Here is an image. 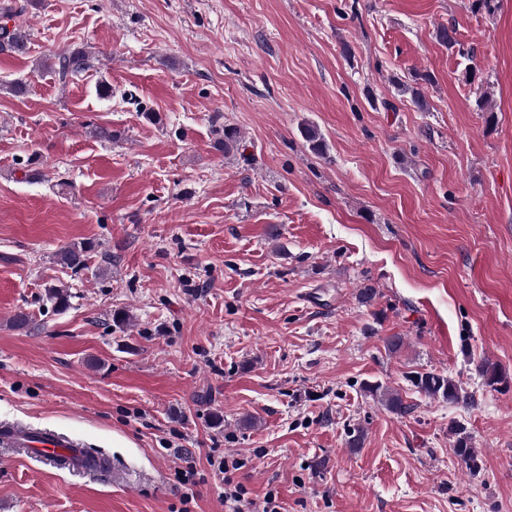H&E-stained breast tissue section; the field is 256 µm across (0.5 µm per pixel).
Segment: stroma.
Wrapping results in <instances>:
<instances>
[{
    "instance_id": "stroma-1",
    "label": "stroma",
    "mask_w": 512,
    "mask_h": 512,
    "mask_svg": "<svg viewBox=\"0 0 512 512\" xmlns=\"http://www.w3.org/2000/svg\"><path fill=\"white\" fill-rule=\"evenodd\" d=\"M7 6L29 52L0 54V422L79 439L112 472L0 447V512H225L209 461L227 452L283 512H512V0ZM75 48L90 66L61 78ZM80 243L83 269L58 262ZM423 372L460 400L416 393ZM365 390L373 396H379L384 406L396 414H409L413 407L404 402L398 392L384 388L381 384H365ZM454 451L470 473H476L480 469L477 448H473L466 437H458L454 445Z\"/></svg>"
}]
</instances>
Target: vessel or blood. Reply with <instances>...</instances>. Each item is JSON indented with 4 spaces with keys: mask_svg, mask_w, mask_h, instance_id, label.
Wrapping results in <instances>:
<instances>
[{
    "mask_svg": "<svg viewBox=\"0 0 512 512\" xmlns=\"http://www.w3.org/2000/svg\"><path fill=\"white\" fill-rule=\"evenodd\" d=\"M0 443L31 449L32 453L51 459L61 470L89 472L96 468L85 456L80 441L52 430L36 431L23 425L4 424L0 426Z\"/></svg>",
    "mask_w": 512,
    "mask_h": 512,
    "instance_id": "vessel-or-blood-1",
    "label": "vessel or blood"
}]
</instances>
